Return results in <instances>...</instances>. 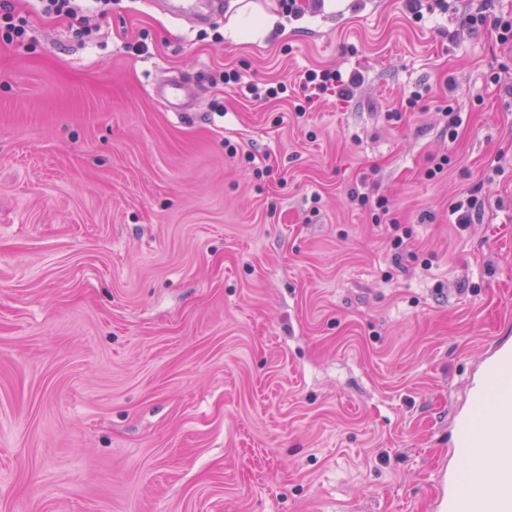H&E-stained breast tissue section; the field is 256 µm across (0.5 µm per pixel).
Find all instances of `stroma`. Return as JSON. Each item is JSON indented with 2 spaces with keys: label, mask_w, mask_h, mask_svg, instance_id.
I'll list each match as a JSON object with an SVG mask.
<instances>
[{
  "label": "stroma",
  "mask_w": 512,
  "mask_h": 512,
  "mask_svg": "<svg viewBox=\"0 0 512 512\" xmlns=\"http://www.w3.org/2000/svg\"><path fill=\"white\" fill-rule=\"evenodd\" d=\"M223 2L112 0L81 37L14 0L0 512H437L468 384L512 346V43L461 24L512 0ZM311 68L363 84L309 98ZM167 78L193 111L150 96Z\"/></svg>",
  "instance_id": "obj_1"
}]
</instances>
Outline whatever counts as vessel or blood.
Masks as SVG:
<instances>
[{
	"mask_svg": "<svg viewBox=\"0 0 512 512\" xmlns=\"http://www.w3.org/2000/svg\"><path fill=\"white\" fill-rule=\"evenodd\" d=\"M170 111H187L190 87L180 82L153 90ZM460 466L442 471L440 512H512V347L500 344L470 383V401L457 425Z\"/></svg>",
	"mask_w": 512,
	"mask_h": 512,
	"instance_id": "b4317fda",
	"label": "vessel or blood"
}]
</instances>
